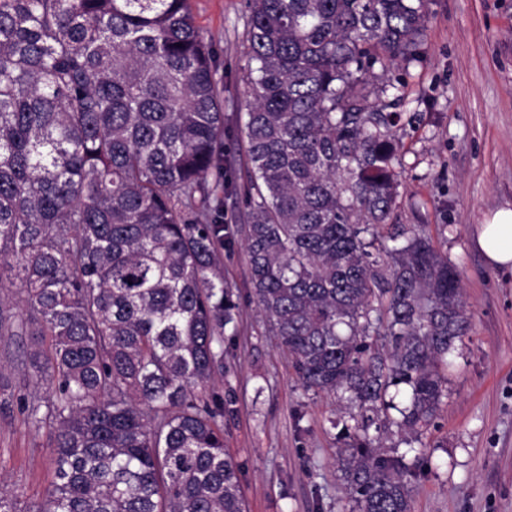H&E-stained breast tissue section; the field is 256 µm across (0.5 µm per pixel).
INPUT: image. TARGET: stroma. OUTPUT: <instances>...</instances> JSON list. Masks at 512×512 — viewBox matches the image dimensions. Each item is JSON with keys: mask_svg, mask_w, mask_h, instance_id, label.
<instances>
[{"mask_svg": "<svg viewBox=\"0 0 512 512\" xmlns=\"http://www.w3.org/2000/svg\"><path fill=\"white\" fill-rule=\"evenodd\" d=\"M224 83V166L248 176L244 37L248 0H192ZM421 57L396 71L403 112L396 224H421L461 276L469 331L452 355L439 410L419 441L412 512H512V270L491 267L476 228L512 207V0H429ZM235 305L224 330V444L241 463L247 512H351L339 471L349 419L337 394L305 390L257 313L242 241L224 250ZM29 336L0 339V476L26 508L52 480L47 430L18 412L45 396L28 367Z\"/></svg>", "mask_w": 512, "mask_h": 512, "instance_id": "35a3bbf8", "label": "stroma"}]
</instances>
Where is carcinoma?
I'll return each instance as SVG.
<instances>
[{
  "mask_svg": "<svg viewBox=\"0 0 512 512\" xmlns=\"http://www.w3.org/2000/svg\"><path fill=\"white\" fill-rule=\"evenodd\" d=\"M249 3L237 194L259 313L306 389L416 440L468 330L456 268L388 223L390 74L418 58L427 0ZM223 93L189 0H0V288L21 278L0 337L21 313L49 382L22 410L54 469L31 511L0 479V512H246L214 387L233 320L208 181L229 186ZM405 457L350 445L352 512H411Z\"/></svg>",
  "mask_w": 512,
  "mask_h": 512,
  "instance_id": "carcinoma-1",
  "label": "carcinoma"
}]
</instances>
